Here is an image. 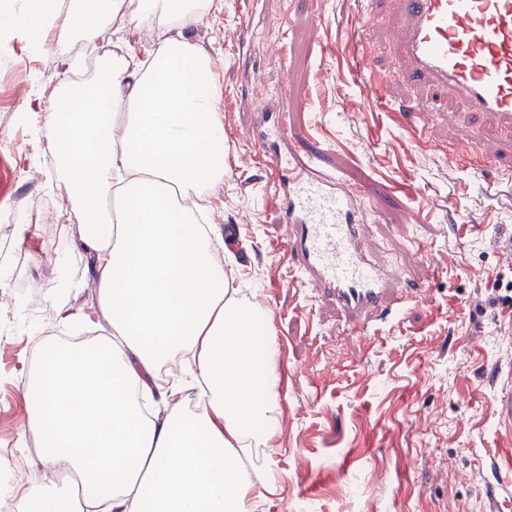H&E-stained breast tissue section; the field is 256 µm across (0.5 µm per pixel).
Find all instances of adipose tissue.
<instances>
[{"label": "adipose tissue", "instance_id": "ef3b65f1", "mask_svg": "<svg viewBox=\"0 0 512 512\" xmlns=\"http://www.w3.org/2000/svg\"><path fill=\"white\" fill-rule=\"evenodd\" d=\"M208 7L29 0L16 16L0 5V30L39 50L96 39L104 23L129 15L169 32L142 60L118 39L93 81L63 76L59 102L30 108L34 143L56 160L68 218L97 259V308L68 303L75 285L63 273L55 319L77 330L104 320L110 337L92 360L44 345L40 367L21 371L40 463L80 479L70 497L30 490L29 512H253L255 491L278 489L271 469L249 466L279 427L271 314L225 277L209 233L180 204L224 180L212 60L185 35ZM185 354L189 385L209 395L197 413L180 407L189 385L156 392L150 381Z\"/></svg>", "mask_w": 512, "mask_h": 512}]
</instances>
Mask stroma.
<instances>
[{
  "label": "stroma",
  "mask_w": 512,
  "mask_h": 512,
  "mask_svg": "<svg viewBox=\"0 0 512 512\" xmlns=\"http://www.w3.org/2000/svg\"><path fill=\"white\" fill-rule=\"evenodd\" d=\"M321 9L325 29L309 24ZM373 18L359 32L374 46L370 65L403 97L390 38L389 0H211L189 33L213 58L215 109L224 121V181L209 189L206 224L241 228L224 250V269L259 289L280 348V424L265 464L281 489L254 500V512H512V433L497 397L512 386V302L499 303L495 278L512 283V139L485 174L449 166L448 145L496 126L486 116L437 123L415 138L376 105L360 72L336 53L352 14ZM83 58L69 44L37 53L17 33L0 36V213L54 207L32 240L0 234V476L40 470L28 450L19 370L35 360L49 330L58 260L78 290L71 303L92 308L95 257L54 185V159L34 150L21 114L31 99L58 94L64 68ZM288 91L295 130L327 151L335 169L354 170L366 196V231L383 259L401 263L422 296L405 320L348 334L336 310L299 288L273 201V169L235 136L255 94ZM404 192H397V185ZM421 243L415 261L410 247Z\"/></svg>",
  "instance_id": "stroma-1"
}]
</instances>
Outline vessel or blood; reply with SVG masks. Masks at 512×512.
Returning a JSON list of instances; mask_svg holds the SVG:
<instances>
[{"label": "vessel or blood", "mask_w": 512, "mask_h": 512, "mask_svg": "<svg viewBox=\"0 0 512 512\" xmlns=\"http://www.w3.org/2000/svg\"><path fill=\"white\" fill-rule=\"evenodd\" d=\"M403 34L398 52L402 81L453 91L472 114L494 113L512 130V0H396ZM396 120L430 127L435 113L410 99L389 102ZM256 122L240 130L280 176L274 197L287 229L286 255L300 287L331 302L353 334L402 321L417 298L399 267H385L366 244L362 188L305 149L288 110L268 98L254 101ZM500 151L490 141L461 142L450 150L456 165L482 173Z\"/></svg>", "instance_id": "b4317fda"}]
</instances>
